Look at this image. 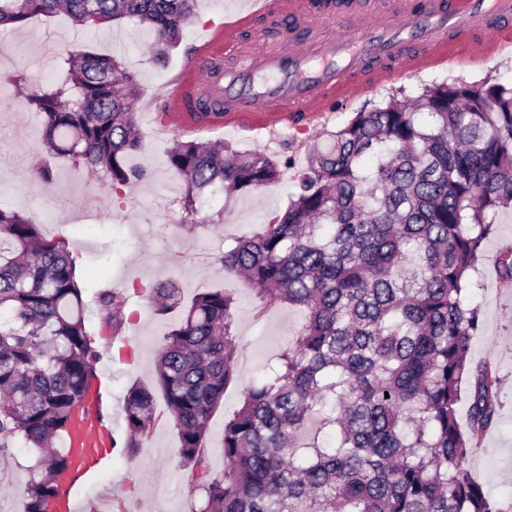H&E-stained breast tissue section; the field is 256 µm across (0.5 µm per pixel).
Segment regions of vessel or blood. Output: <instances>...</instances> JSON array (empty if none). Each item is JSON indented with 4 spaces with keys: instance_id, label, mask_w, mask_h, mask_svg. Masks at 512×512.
<instances>
[{
    "instance_id": "vessel-or-blood-1",
    "label": "vessel or blood",
    "mask_w": 512,
    "mask_h": 512,
    "mask_svg": "<svg viewBox=\"0 0 512 512\" xmlns=\"http://www.w3.org/2000/svg\"><path fill=\"white\" fill-rule=\"evenodd\" d=\"M252 31L251 42L241 35ZM512 49V0H395L386 14L359 0H239L197 46L166 110L180 128L230 126L275 136L398 77L440 65L487 63ZM100 399L69 432L82 454L61 478L57 512H80L76 489L112 455Z\"/></svg>"
}]
</instances>
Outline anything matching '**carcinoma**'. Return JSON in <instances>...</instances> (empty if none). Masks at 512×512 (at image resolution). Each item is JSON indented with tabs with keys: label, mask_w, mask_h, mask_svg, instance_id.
<instances>
[{
	"label": "carcinoma",
	"mask_w": 512,
	"mask_h": 512,
	"mask_svg": "<svg viewBox=\"0 0 512 512\" xmlns=\"http://www.w3.org/2000/svg\"><path fill=\"white\" fill-rule=\"evenodd\" d=\"M197 0H0V27L60 11L84 29L124 19L154 30L153 59L177 49ZM69 79L38 87L43 147L104 173L113 193L145 170L133 71L88 48L63 59ZM168 167L196 200L220 183L233 195L283 178L273 153L224 142H176ZM275 220L218 259L247 278L260 303L305 311L296 340L242 392L224 423V472L205 444L214 410L237 380L236 300L222 288L197 294L157 350L156 387L124 396L130 456L156 422L161 393L178 432L188 512H502L467 467L497 424L498 383L489 361L470 358L482 329L470 271L512 208V83L442 82L410 103L357 112L313 149ZM512 284V245L497 261ZM155 311L182 304L169 280L145 284ZM104 322L118 330L122 301L103 292ZM82 289L64 234L0 207V457L35 448L25 512H49L72 452L67 438L90 396L100 353L88 340ZM467 402L461 423L459 403ZM319 425L301 441L309 422Z\"/></svg>",
	"instance_id": "cac0c4a2"
}]
</instances>
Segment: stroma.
Masks as SVG:
<instances>
[{"label":"stroma","instance_id":"1","mask_svg":"<svg viewBox=\"0 0 512 512\" xmlns=\"http://www.w3.org/2000/svg\"><path fill=\"white\" fill-rule=\"evenodd\" d=\"M231 2L199 0L183 42L163 67L149 57L152 33L129 20L78 30L59 14L32 18L11 31L0 30V206L40 224L47 236L67 232L83 290L86 330L92 347L103 355L96 366L102 411L116 433L125 431L127 387L135 381L153 384L158 344L179 319L175 313L157 316L147 298L138 294L139 285L172 279L188 300L203 289L221 285L236 297L237 380L214 411L206 442L210 466L217 473L224 470L225 420L238 407L243 389L261 376L266 361L295 339L304 319L301 310L285 304L261 305L247 282L224 276L218 256L236 238L256 231L284 208L288 193L297 189L295 175L309 151L323 145L327 132L343 127L355 113L382 106L393 97L417 96L426 86L442 81L476 82L489 77L512 82L509 54L490 64L438 67L415 77H400L356 100L340 98L336 112L285 129L283 139L276 142L222 128L161 133L166 99L176 91L173 77L195 56L203 25L222 16ZM83 45L128 62L139 84L137 105L151 109L150 116L138 119L142 146L130 159L131 164L143 165L147 175L125 187L119 197L111 194L104 179L66 158L54 161L51 183L33 176L43 153L41 120L22 91L37 83L61 80L62 55ZM219 139L236 150L275 153L288 160L290 168L282 181L229 200L222 190H207L197 203L207 225L191 229L182 212L186 186L168 169L166 153L177 140L207 143ZM511 243L512 211L508 210L500 215L495 234L485 244L473 290V300L482 309L483 327L472 342L471 355L490 360L498 370L499 419L467 461L502 512H512V287L499 283L495 266L502 247ZM104 288L126 299L120 334L135 350L133 362H120L106 344L107 329L97 302ZM178 445L173 421L165 405H158L156 424L142 448L129 458L114 456L107 473L80 489L86 512H188ZM34 463V454L23 448L0 460V512H24L23 491Z\"/></svg>","mask_w":512,"mask_h":512}]
</instances>
